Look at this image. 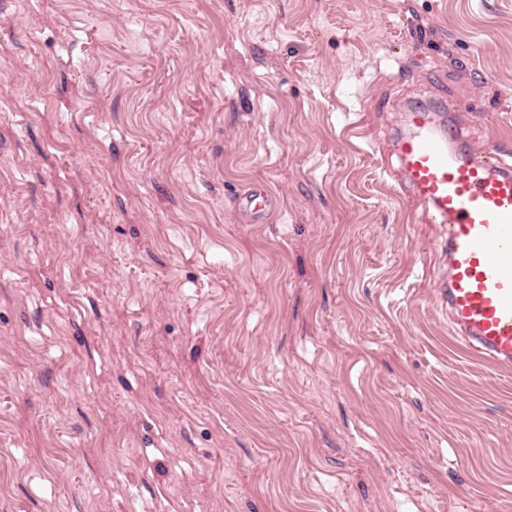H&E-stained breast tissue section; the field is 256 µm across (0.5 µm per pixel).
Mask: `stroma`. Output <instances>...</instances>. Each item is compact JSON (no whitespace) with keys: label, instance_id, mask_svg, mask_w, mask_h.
<instances>
[{"label":"stroma","instance_id":"35a3bbf8","mask_svg":"<svg viewBox=\"0 0 512 512\" xmlns=\"http://www.w3.org/2000/svg\"><path fill=\"white\" fill-rule=\"evenodd\" d=\"M451 100L512 145V0H0V512H512L393 154ZM273 204V196L263 186H254L238 201L239 209L244 212L252 222L260 220Z\"/></svg>","mask_w":512,"mask_h":512}]
</instances>
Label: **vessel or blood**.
<instances>
[{
  "label": "vessel or blood",
  "mask_w": 512,
  "mask_h": 512,
  "mask_svg": "<svg viewBox=\"0 0 512 512\" xmlns=\"http://www.w3.org/2000/svg\"><path fill=\"white\" fill-rule=\"evenodd\" d=\"M404 125L394 154L404 185L442 230L451 327L467 350L511 368L512 167L499 150L480 155L465 148L462 127L429 108L408 109ZM273 204L262 186L238 202L254 222Z\"/></svg>",
  "instance_id": "b4317fda"
}]
</instances>
